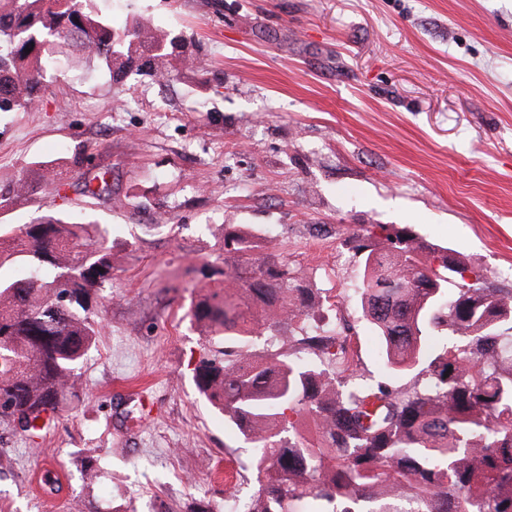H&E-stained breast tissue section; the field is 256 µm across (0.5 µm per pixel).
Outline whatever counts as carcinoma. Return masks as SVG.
Instances as JSON below:
<instances>
[{
    "label": "carcinoma",
    "instance_id": "cac0c4a2",
    "mask_svg": "<svg viewBox=\"0 0 512 512\" xmlns=\"http://www.w3.org/2000/svg\"><path fill=\"white\" fill-rule=\"evenodd\" d=\"M179 43L116 31L93 0H0V112L39 110L65 46L119 83L135 67L172 76L158 62ZM49 186L51 170L0 187V203ZM354 250L363 316L407 387L347 362L319 289L238 225H224L236 261L189 304L197 390L252 448L244 512H512V289L465 282L464 262L408 228ZM113 275L99 224L50 206L0 228V418L28 438L75 389Z\"/></svg>",
    "mask_w": 512,
    "mask_h": 512
}]
</instances>
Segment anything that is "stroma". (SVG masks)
Returning <instances> with one entry per match:
<instances>
[{"label":"stroma","mask_w":512,"mask_h":512,"mask_svg":"<svg viewBox=\"0 0 512 512\" xmlns=\"http://www.w3.org/2000/svg\"><path fill=\"white\" fill-rule=\"evenodd\" d=\"M115 29L186 39L198 68L114 86L61 63L36 112H0V185L56 167L55 205L112 234L115 278L75 396L39 442L0 423V512H226L250 451L200 396L184 314L240 224L321 289L367 379L351 236L408 227L512 289V0H96Z\"/></svg>","instance_id":"1"}]
</instances>
